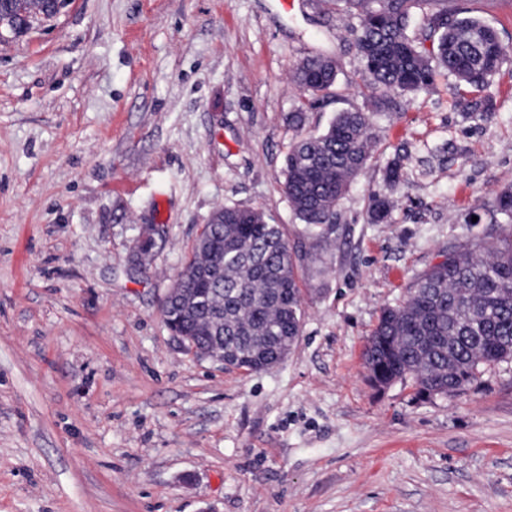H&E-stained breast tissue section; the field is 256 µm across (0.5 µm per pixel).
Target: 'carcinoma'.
I'll use <instances>...</instances> for the list:
<instances>
[{
  "label": "carcinoma",
  "instance_id": "1",
  "mask_svg": "<svg viewBox=\"0 0 512 512\" xmlns=\"http://www.w3.org/2000/svg\"><path fill=\"white\" fill-rule=\"evenodd\" d=\"M359 19L356 48L369 84L404 94L433 83L436 68L457 87L483 92L503 63L498 32L461 16L448 0H329ZM424 13L423 39L407 34ZM52 18L45 0H0V28L18 36ZM331 58H305L296 72L302 92L288 126L300 132L285 156L283 191L308 232L332 230L337 207L372 159L371 114L343 111L322 132H303L306 96L336 82ZM391 202L376 196L370 220H387ZM512 228V188L497 199ZM303 256L290 249L281 226L255 208L226 205L204 225L174 283L204 289V304L183 315L178 330L198 358L224 349V365L275 367L296 346L303 327L296 270ZM372 382L411 378L418 393L456 394L491 365L512 360V231L488 246L472 239L422 273L402 304L385 308L363 352Z\"/></svg>",
  "mask_w": 512,
  "mask_h": 512
}]
</instances>
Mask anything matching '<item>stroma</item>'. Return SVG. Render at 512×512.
<instances>
[{
  "mask_svg": "<svg viewBox=\"0 0 512 512\" xmlns=\"http://www.w3.org/2000/svg\"><path fill=\"white\" fill-rule=\"evenodd\" d=\"M463 6L512 45V0ZM357 24L327 0H66L0 36V512H512V361L425 398L374 386L362 359L419 275L498 236L512 57L479 119L442 70L414 94L365 86ZM315 53L338 76L306 130L369 112L375 151L322 238L282 191L294 75ZM233 204L303 256L302 336L261 372L198 359L161 316ZM145 224L162 239L137 264Z\"/></svg>",
  "mask_w": 512,
  "mask_h": 512,
  "instance_id": "1",
  "label": "stroma"
}]
</instances>
